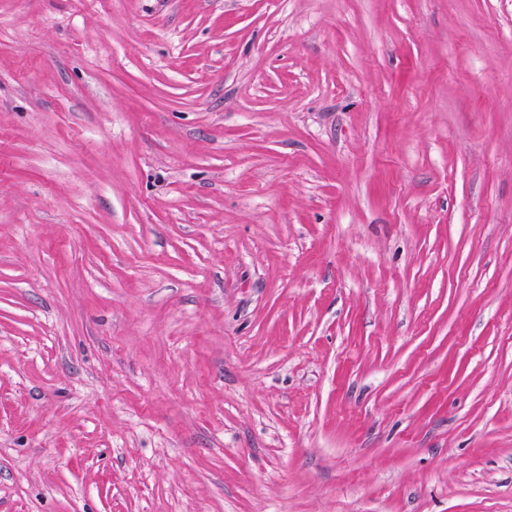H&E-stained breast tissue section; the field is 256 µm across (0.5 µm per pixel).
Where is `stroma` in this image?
I'll return each mask as SVG.
<instances>
[{"label": "stroma", "mask_w": 512, "mask_h": 512, "mask_svg": "<svg viewBox=\"0 0 512 512\" xmlns=\"http://www.w3.org/2000/svg\"><path fill=\"white\" fill-rule=\"evenodd\" d=\"M0 512H512V0H0Z\"/></svg>", "instance_id": "stroma-1"}]
</instances>
